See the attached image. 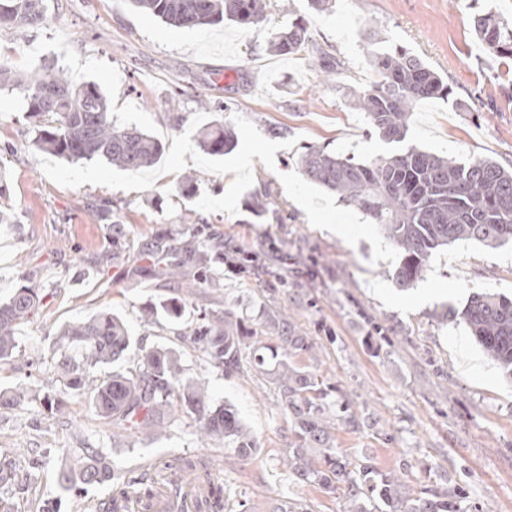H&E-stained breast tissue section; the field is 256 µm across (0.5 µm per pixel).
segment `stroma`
Instances as JSON below:
<instances>
[{
  "label": "stroma",
  "mask_w": 512,
  "mask_h": 512,
  "mask_svg": "<svg viewBox=\"0 0 512 512\" xmlns=\"http://www.w3.org/2000/svg\"><path fill=\"white\" fill-rule=\"evenodd\" d=\"M43 9V22L25 34L0 30V65L22 75L54 64L97 84L116 125L140 128L164 152L138 172L41 152L23 95L0 88V209L13 217L0 224V301L32 282L49 292L17 326L18 348L0 367V390L28 389L22 404L0 414V466L32 473L0 493V512H42L49 502L58 512H84L145 465L175 456L209 464L229 512L242 501L267 512L286 498L313 512H345L344 496L298 483L283 464L293 436L269 380L248 370L225 374L190 342L204 312L227 308L269 342L281 314L295 318L313 343L305 364L337 385L362 420L356 429L337 427L339 448L395 471L410 493L460 489L479 512H512V380L465 324L445 318L476 292L512 296V241L456 242L433 252L414 287L399 289V250L360 210L308 182L300 164L308 146L367 161L397 151L368 134L353 102L377 78L372 53L403 46L453 89L448 99L415 104L406 145L512 168V61L489 54L472 26L485 9L512 20V0H333L324 12L308 0H269L265 22L250 27L174 28L131 0H44ZM300 18L311 51L273 52V33ZM322 50L342 64L334 77L320 72ZM201 97L226 111L201 109ZM218 121L237 145L213 157L199 139ZM190 176L197 184L187 185ZM257 194L269 200L259 217L249 208ZM106 205L123 228L118 248L99 215ZM159 233L181 246L211 237L226 254H258L260 264L224 265L179 292L162 275L135 269L142 245ZM174 297L180 318L146 317V308ZM101 311L119 317L132 338L113 370L134 368L148 349L176 352L184 379L204 382L215 403L231 405L258 453L246 459L222 441L201 440L198 420L185 413L139 444L113 434L82 397L67 396L61 416L45 419L41 398L60 388L53 341ZM376 323L382 333L373 332ZM32 359L38 370L29 369ZM88 448L112 467V482L63 496L62 463Z\"/></svg>",
  "instance_id": "obj_1"
}]
</instances>
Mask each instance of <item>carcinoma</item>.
I'll return each mask as SVG.
<instances>
[{"instance_id": "1", "label": "carcinoma", "mask_w": 512, "mask_h": 512, "mask_svg": "<svg viewBox=\"0 0 512 512\" xmlns=\"http://www.w3.org/2000/svg\"><path fill=\"white\" fill-rule=\"evenodd\" d=\"M134 6L174 27H194L224 20L257 25L266 20L267 0H132ZM43 21V0H0V28L26 32ZM476 37L497 57L512 59V23L491 12L474 15ZM307 27L294 23L274 34L279 54L305 51ZM379 80L355 98V107L368 119L370 130L387 143L405 141L408 117L420 100L451 94L448 84L405 47L372 56ZM0 84L19 90L35 119L34 141L44 152L68 161L101 159L128 171L150 166L163 153L162 143L134 127L112 124L106 96L92 82L73 83L58 68L45 66L19 76L0 66ZM207 153L222 156L235 145L231 129L222 124L203 132ZM306 178L357 207L396 246L402 260L394 273L407 290L422 277L430 256L458 241L500 246L512 240V170L490 159L458 162L436 153L407 147L373 161H356L328 150L310 147L302 156ZM143 253L166 261L163 274L184 286L193 264V281L208 277L212 266L224 264V250L207 240L183 249L168 236H156ZM48 296L46 289L24 285L0 303V361L13 358L15 326L35 315ZM451 317L466 324L475 341L500 371L512 379V298L476 293ZM278 343L242 327L231 310L203 324L190 341L210 362L228 375L239 370L244 354L278 390L279 408L294 435L288 448V471L295 480L319 487L326 494L342 491L347 512H477L466 496L426 487L415 495L392 471L381 472L370 458L360 459L336 448V425L359 426L357 415L333 399L339 388L306 369L304 355L313 343L290 319L278 324ZM123 322L102 311L68 324L55 342L57 380L64 394L86 393L96 414L112 427L134 434H156L176 410L198 416L202 434L224 441L240 457L256 448L254 437L237 412L211 403L204 386L182 379L177 355L166 349L142 354L136 369L100 375L99 370L130 349ZM179 471L185 480L202 479L194 462L174 458L160 470ZM113 479L98 451L89 448L60 469L64 494L81 493ZM223 491L212 487L202 512H222Z\"/></svg>"}]
</instances>
